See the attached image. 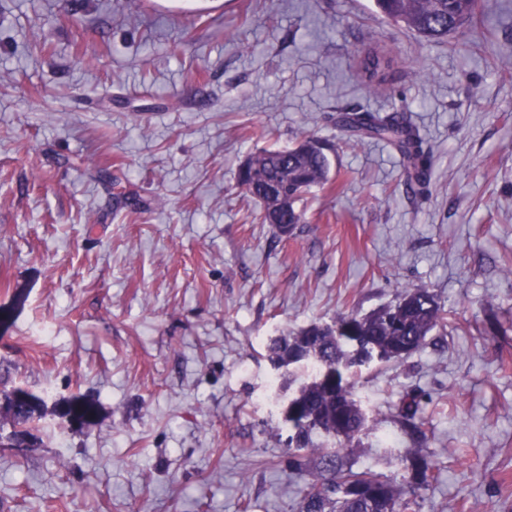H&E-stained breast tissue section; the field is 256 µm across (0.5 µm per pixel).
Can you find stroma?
<instances>
[{
    "mask_svg": "<svg viewBox=\"0 0 512 512\" xmlns=\"http://www.w3.org/2000/svg\"><path fill=\"white\" fill-rule=\"evenodd\" d=\"M483 14L457 53L373 0H0V391L46 402L27 448L0 406V512H298L267 347L407 286L448 323L364 368L352 466L424 455L416 512H512V0ZM373 49L398 59L378 92ZM365 110L408 113L422 187L337 128ZM306 137L331 178L286 236L235 174ZM73 395L97 422L56 414Z\"/></svg>",
    "mask_w": 512,
    "mask_h": 512,
    "instance_id": "1",
    "label": "stroma"
}]
</instances>
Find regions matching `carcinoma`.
<instances>
[{
	"label": "carcinoma",
	"mask_w": 512,
	"mask_h": 512,
	"mask_svg": "<svg viewBox=\"0 0 512 512\" xmlns=\"http://www.w3.org/2000/svg\"><path fill=\"white\" fill-rule=\"evenodd\" d=\"M388 20L401 23L430 44H444L451 35L466 36L482 15L481 0H375ZM397 59L387 53L367 52L358 67L380 90ZM342 126L384 141L399 153L406 185L423 184L427 153L423 138L402 112H346ZM304 139L283 149H264L238 169L237 185L261 201L263 221L281 233L303 223L296 203L312 187L329 180L330 159L321 146ZM437 295L426 287H408L399 298L366 313H348L333 324L312 323L296 333L271 341L268 359L274 367L291 368L288 396L299 412L286 419L288 467L313 471L299 512H414L417 498L429 486L433 467L423 459L403 463L402 484L369 470L347 464L354 443L367 430V418L353 392L358 370L378 359L403 360L423 348L428 336L443 322Z\"/></svg>",
	"instance_id": "carcinoma-1"
}]
</instances>
